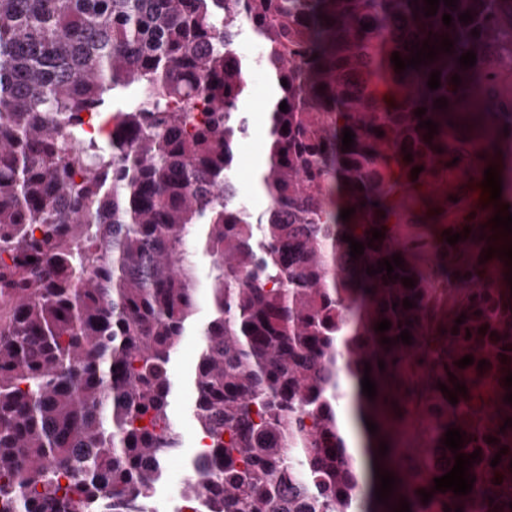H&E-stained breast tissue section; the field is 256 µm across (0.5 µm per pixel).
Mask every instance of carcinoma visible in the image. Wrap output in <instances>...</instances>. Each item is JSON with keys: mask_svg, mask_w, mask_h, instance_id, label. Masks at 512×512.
Returning a JSON list of instances; mask_svg holds the SVG:
<instances>
[{"mask_svg": "<svg viewBox=\"0 0 512 512\" xmlns=\"http://www.w3.org/2000/svg\"><path fill=\"white\" fill-rule=\"evenodd\" d=\"M425 11L424 0H0V512H152L183 447L171 366L196 323L203 257L209 317L189 379L202 448L174 512H394L402 500L411 512H512V268L484 259L512 241L492 229L482 186L499 159L501 199L512 197V103L495 89L512 0ZM245 37L276 89L261 211L232 180L250 131ZM445 37L449 53L391 63ZM132 84L143 94L128 101ZM345 235L364 254L350 257ZM394 254L398 278L366 273ZM384 319L390 329L375 330ZM457 383L467 393L452 405L439 385ZM342 399L360 423L359 465ZM449 428L464 433L460 452L480 451L466 495L434 490L455 464ZM376 467L395 478L385 504Z\"/></svg>", "mask_w": 512, "mask_h": 512, "instance_id": "obj_1", "label": "carcinoma"}]
</instances>
